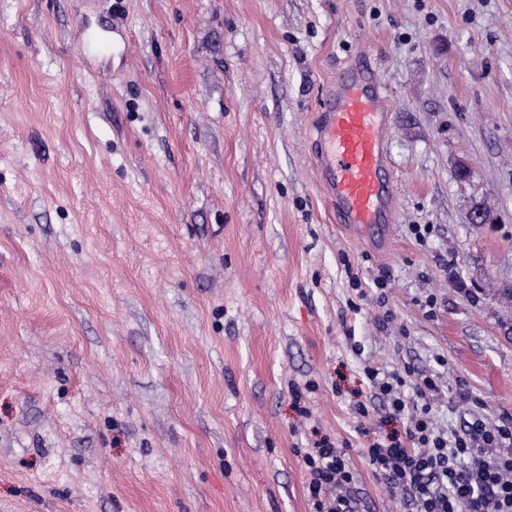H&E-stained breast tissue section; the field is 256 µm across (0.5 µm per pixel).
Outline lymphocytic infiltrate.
I'll list each match as a JSON object with an SVG mask.
<instances>
[{"instance_id":"1","label":"lymphocytic infiltrate","mask_w":512,"mask_h":512,"mask_svg":"<svg viewBox=\"0 0 512 512\" xmlns=\"http://www.w3.org/2000/svg\"><path fill=\"white\" fill-rule=\"evenodd\" d=\"M365 374L386 403L377 421L380 433L366 450L376 477L409 498L416 512H512L511 417L491 425L475 415L450 432L434 418L436 376L415 378L407 365L385 376L374 368ZM302 458L313 512H358L345 449L325 436Z\"/></svg>"}]
</instances>
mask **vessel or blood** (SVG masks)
<instances>
[{
	"instance_id": "obj_1",
	"label": "vessel or blood",
	"mask_w": 512,
	"mask_h": 512,
	"mask_svg": "<svg viewBox=\"0 0 512 512\" xmlns=\"http://www.w3.org/2000/svg\"><path fill=\"white\" fill-rule=\"evenodd\" d=\"M390 123L387 98L366 61L337 74L313 126L320 183L336 221L361 236L396 214L384 148Z\"/></svg>"
}]
</instances>
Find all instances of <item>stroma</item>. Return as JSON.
Masks as SVG:
<instances>
[{"mask_svg": "<svg viewBox=\"0 0 512 512\" xmlns=\"http://www.w3.org/2000/svg\"><path fill=\"white\" fill-rule=\"evenodd\" d=\"M361 51L380 251L310 140ZM406 363L512 415V0H0V512H311L319 435L412 512L365 460Z\"/></svg>", "mask_w": 512, "mask_h": 512, "instance_id": "35a3bbf8", "label": "stroma"}]
</instances>
